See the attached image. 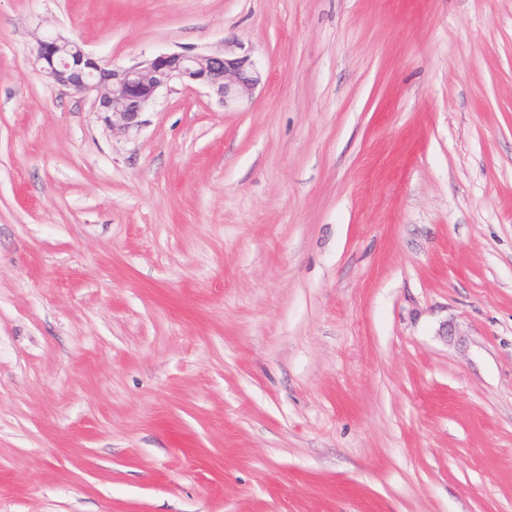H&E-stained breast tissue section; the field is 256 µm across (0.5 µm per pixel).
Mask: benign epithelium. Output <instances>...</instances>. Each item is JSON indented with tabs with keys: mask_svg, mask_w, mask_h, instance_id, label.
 <instances>
[{
	"mask_svg": "<svg viewBox=\"0 0 512 512\" xmlns=\"http://www.w3.org/2000/svg\"><path fill=\"white\" fill-rule=\"evenodd\" d=\"M35 61L60 89L94 95L96 111L106 114L112 128L124 131L141 124V114L157 91L172 82L202 84L225 105L251 99L261 82L246 56L170 53L129 67L106 68L80 44L61 36L38 39Z\"/></svg>",
	"mask_w": 512,
	"mask_h": 512,
	"instance_id": "benign-epithelium-1",
	"label": "benign epithelium"
}]
</instances>
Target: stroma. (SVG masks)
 I'll use <instances>...</instances> for the list:
<instances>
[{"label": "stroma", "instance_id": "35a3bbf8", "mask_svg": "<svg viewBox=\"0 0 512 512\" xmlns=\"http://www.w3.org/2000/svg\"><path fill=\"white\" fill-rule=\"evenodd\" d=\"M0 512H512V0H0ZM35 61L54 85L76 94H94L97 112L112 131L138 127L157 91L178 81L206 86L224 105L252 98L260 73L247 56L170 53L129 67H102L80 44L67 38H39Z\"/></svg>", "mask_w": 512, "mask_h": 512}]
</instances>
